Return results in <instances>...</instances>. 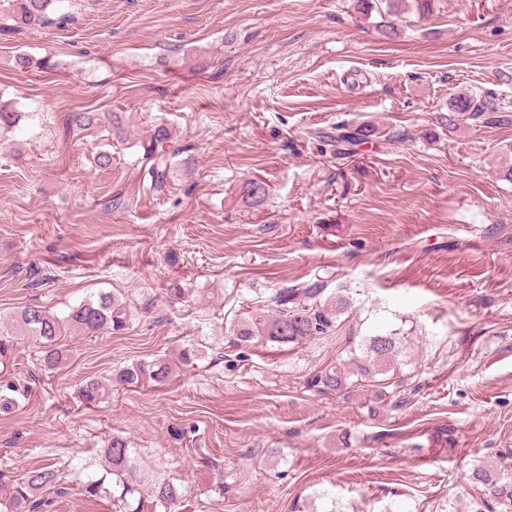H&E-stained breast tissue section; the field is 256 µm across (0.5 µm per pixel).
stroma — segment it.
<instances>
[{"label": "stroma", "mask_w": 512, "mask_h": 512, "mask_svg": "<svg viewBox=\"0 0 512 512\" xmlns=\"http://www.w3.org/2000/svg\"><path fill=\"white\" fill-rule=\"evenodd\" d=\"M64 25L0 31V333L21 307L101 292L118 334L63 339L42 370L14 336L0 369V476L97 460L125 438L181 512H469L473 467L512 466V0H434L400 34L353 0H63ZM44 60L28 73L17 55ZM462 92L504 121L441 118ZM119 113L125 141L77 112ZM377 127L354 155L316 138ZM183 151L155 191L137 141ZM387 132H399L391 145ZM110 166L95 164L98 153ZM268 197L244 198L246 180ZM349 289L358 325L293 347L234 346L226 325L286 284ZM400 330L385 397L314 385L352 335ZM203 345L171 382L88 377ZM112 375L109 378L87 379L81 386L79 398L85 406H95L105 399L112 392Z\"/></svg>", "instance_id": "35a3bbf8"}]
</instances>
